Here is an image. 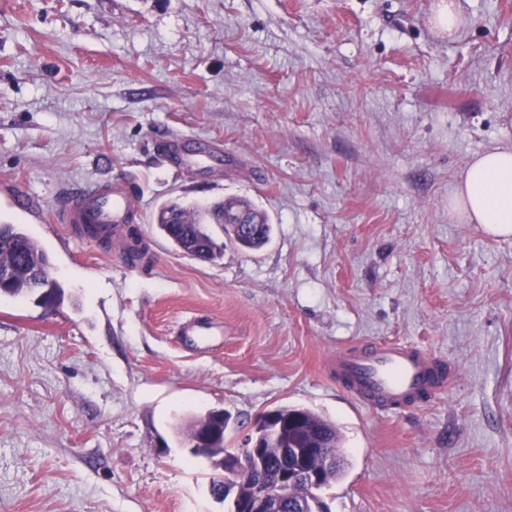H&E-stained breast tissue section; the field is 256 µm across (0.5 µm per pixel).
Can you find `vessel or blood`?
Wrapping results in <instances>:
<instances>
[{"label":"vessel or blood","mask_w":512,"mask_h":512,"mask_svg":"<svg viewBox=\"0 0 512 512\" xmlns=\"http://www.w3.org/2000/svg\"><path fill=\"white\" fill-rule=\"evenodd\" d=\"M135 211L133 187L119 182L89 195L73 194L55 209L53 220L58 224H98L115 234L132 221ZM334 368L337 380L372 408H388L416 395L434 397L446 385L437 378L426 355L398 341L359 343L338 351Z\"/></svg>","instance_id":"b4317fda"}]
</instances>
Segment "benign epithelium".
I'll list each match as a JSON object with an SVG mask.
<instances>
[{"label": "benign epithelium", "mask_w": 512, "mask_h": 512, "mask_svg": "<svg viewBox=\"0 0 512 512\" xmlns=\"http://www.w3.org/2000/svg\"><path fill=\"white\" fill-rule=\"evenodd\" d=\"M224 422V411L197 424L188 444L197 455L213 461L219 471V479L210 487L211 496L225 505V512H323L322 500L317 491L323 485L321 470L310 466L313 459H322L327 449L317 445L310 448H282L280 471L274 480L263 477L270 448L268 442L291 421L280 419L274 409L257 417L240 448H219L218 455L211 453L217 439L215 423ZM244 475L255 476L248 493L240 491L239 483Z\"/></svg>", "instance_id": "benign-epithelium-1"}]
</instances>
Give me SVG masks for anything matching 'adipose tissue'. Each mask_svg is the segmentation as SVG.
I'll use <instances>...</instances> for the list:
<instances>
[{"instance_id":"adipose-tissue-1","label":"adipose tissue","mask_w":512,"mask_h":512,"mask_svg":"<svg viewBox=\"0 0 512 512\" xmlns=\"http://www.w3.org/2000/svg\"><path fill=\"white\" fill-rule=\"evenodd\" d=\"M468 223L494 235L512 234V147L478 155L462 171L448 201Z\"/></svg>"}]
</instances>
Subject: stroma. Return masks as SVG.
<instances>
[{
    "label": "stroma",
    "mask_w": 512,
    "mask_h": 512,
    "mask_svg": "<svg viewBox=\"0 0 512 512\" xmlns=\"http://www.w3.org/2000/svg\"><path fill=\"white\" fill-rule=\"evenodd\" d=\"M0 0V222L51 258L56 301L0 298V512H224L183 436L239 447L259 414L343 435L329 512H512V236L448 212L466 164L512 147V0ZM129 181L133 264L53 221ZM234 196L274 231L183 255L163 204ZM194 320L207 341L175 331ZM398 340L450 383L370 408L338 350ZM433 9L435 22L441 29L450 35L459 31L461 19L457 0H438Z\"/></svg>",
    "instance_id": "35a3bbf8"
}]
</instances>
